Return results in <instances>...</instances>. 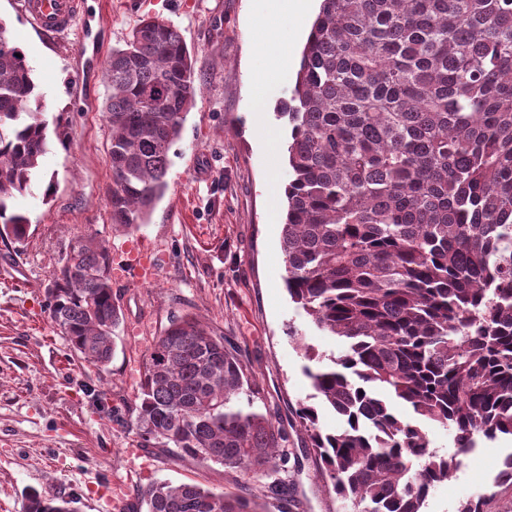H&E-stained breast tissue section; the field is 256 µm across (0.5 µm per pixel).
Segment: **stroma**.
Instances as JSON below:
<instances>
[{"mask_svg": "<svg viewBox=\"0 0 512 512\" xmlns=\"http://www.w3.org/2000/svg\"><path fill=\"white\" fill-rule=\"evenodd\" d=\"M88 24L61 37L37 30L23 0H0V21L25 52L46 117L62 116L67 144L52 142L42 174L17 196L24 246L0 242V512H24L27 488L76 497L78 512H127L137 489L159 481L234 489L238 473L141 448L129 407L139 396L141 363L176 313L191 312L224 336L263 389L276 426L299 459L285 477L295 512H351L318 473L299 403L313 389L302 345L338 351L291 301L281 248L291 126L277 118L294 87L320 0H306L304 20L268 19L266 0H86ZM177 26L193 55L198 92L170 152L168 190L145 224L115 231L107 207L112 187L110 130L103 115L104 62L144 16ZM263 119L254 91L269 72ZM106 243L112 257L140 250L154 265L145 285L116 278L123 319L103 369L69 348L45 308L51 272L71 239ZM512 440L481 442L464 466L428 497L424 512H457L483 499L484 512H512V487L496 485Z\"/></svg>", "mask_w": 512, "mask_h": 512, "instance_id": "1", "label": "stroma"}]
</instances>
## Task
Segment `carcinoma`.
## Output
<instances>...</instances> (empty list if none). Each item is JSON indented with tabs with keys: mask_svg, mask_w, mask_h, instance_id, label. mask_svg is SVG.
<instances>
[{
	"mask_svg": "<svg viewBox=\"0 0 512 512\" xmlns=\"http://www.w3.org/2000/svg\"><path fill=\"white\" fill-rule=\"evenodd\" d=\"M0 22V239L22 244L8 213L49 151L26 57ZM112 226L144 223L166 188L170 151L197 85L180 30L140 20L104 68ZM282 227L285 284L339 353L305 346L319 405L301 425L322 478L354 512H423L477 441L512 437V0H321L292 96ZM51 320L94 367L114 353L121 308L106 244L78 237L46 289ZM130 408L150 448H177L245 478L236 491L153 483L136 512H292L281 479L288 438L224 337L187 313L145 354ZM401 404L406 411L399 412ZM342 420L320 427L319 411ZM453 434L451 460L427 426ZM32 489L25 512H77Z\"/></svg>",
	"mask_w": 512,
	"mask_h": 512,
	"instance_id": "obj_1",
	"label": "carcinoma"
}]
</instances>
